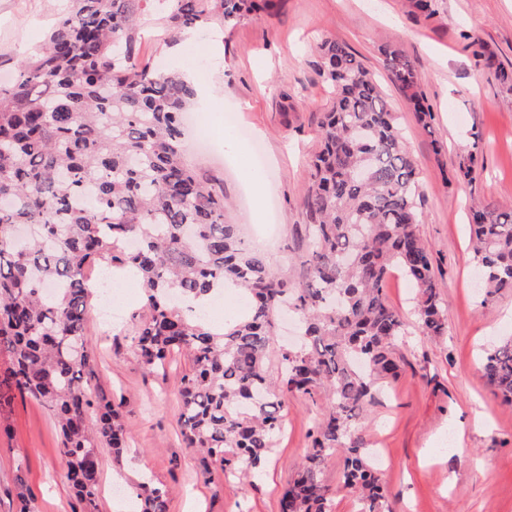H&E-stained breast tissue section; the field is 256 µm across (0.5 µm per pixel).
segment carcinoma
I'll use <instances>...</instances> for the list:
<instances>
[{
  "mask_svg": "<svg viewBox=\"0 0 512 512\" xmlns=\"http://www.w3.org/2000/svg\"><path fill=\"white\" fill-rule=\"evenodd\" d=\"M69 2L45 45L0 86V349L12 362L0 375V410L19 392L54 414L77 512H97L101 449L117 456L124 448L119 412L92 389L86 342L89 272L104 263L145 284L133 335L142 367L162 370L175 352L190 358L178 381L179 421L207 470L259 475L283 431V397L323 394L280 512H331L322 469L338 450L361 512H388L360 420L399 373L394 348L406 322L386 300L390 274L400 271L415 288L424 335H446L447 317L418 230L416 163L376 78L347 45L321 43L319 76L332 98L310 162L308 272L292 285L244 245L224 190L187 164L182 114L193 92L179 74L136 56L149 0ZM165 2L164 29L178 35L215 16L231 25L270 0ZM382 55L430 127L415 66L396 49ZM469 227L486 304L512 291V211L474 205ZM226 284L248 295L249 309L217 329L199 301ZM285 307L303 334L282 347L274 377L266 356ZM483 361L494 394L512 406V337ZM134 510L169 512L167 491L138 485Z\"/></svg>",
  "mask_w": 512,
  "mask_h": 512,
  "instance_id": "obj_1",
  "label": "carcinoma"
}]
</instances>
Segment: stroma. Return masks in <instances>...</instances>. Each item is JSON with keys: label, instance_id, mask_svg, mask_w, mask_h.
<instances>
[{"label": "stroma", "instance_id": "obj_1", "mask_svg": "<svg viewBox=\"0 0 512 512\" xmlns=\"http://www.w3.org/2000/svg\"><path fill=\"white\" fill-rule=\"evenodd\" d=\"M66 0H0V83L40 44ZM431 18L414 17L410 0H272L260 15L236 24L213 19L189 36L162 37L149 6L138 58L189 68L197 87L219 95L210 111L194 110L186 159L204 180L220 185L249 249L291 283L306 274L305 205L309 160L330 91L318 73L317 46L346 43L383 86L420 172V235L441 286L448 334L424 336L413 318L412 291L399 273L384 288L388 302L408 320L399 342V377L371 406L362 423L369 447L382 451L379 468L390 491V512H512V406L503 404L481 369L483 347L512 336V291L482 303L466 219L469 202L512 210V88L495 78L512 66V0H434ZM390 44L414 64L434 112L420 125L405 95L382 65ZM259 141L261 192L239 177L245 154L224 147L226 127ZM476 153L473 181L459 166ZM142 285L112 278L109 303L120 321L108 324L106 302L88 310V344L95 355V386L114 403L125 426L122 456L100 455V512H129L113 486L132 492L142 481L165 488L169 512H279L281 490L310 446L321 404L285 398V428L254 484L223 482L206 474L183 443L177 381L190 367L176 354L165 372L143 370L132 342ZM0 512H17V475H24L31 512H73L57 422L40 402L15 395L0 416Z\"/></svg>", "mask_w": 512, "mask_h": 512}]
</instances>
